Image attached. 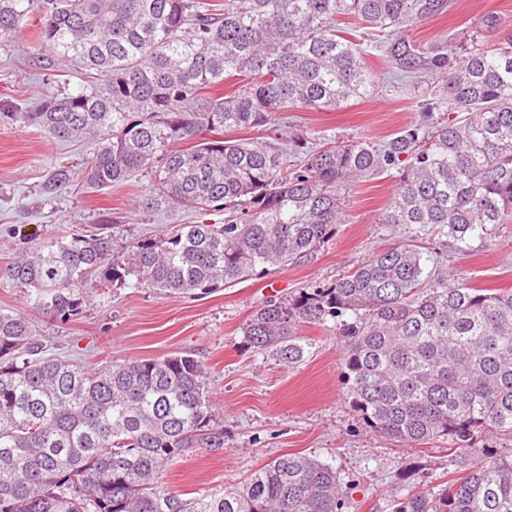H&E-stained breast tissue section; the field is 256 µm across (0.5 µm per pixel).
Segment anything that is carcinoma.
Instances as JSON below:
<instances>
[{"mask_svg":"<svg viewBox=\"0 0 512 512\" xmlns=\"http://www.w3.org/2000/svg\"><path fill=\"white\" fill-rule=\"evenodd\" d=\"M445 0H0V35L40 16L31 66L75 63L96 80L46 100L29 118L58 139L95 137L88 180L106 188L153 172L145 208L224 212L220 224H181L114 257L108 232L66 231L31 241L0 280L29 290L53 319L91 294L132 285L205 295L312 257L341 222L340 189L395 170L379 220L405 238L329 288L269 300L247 343L289 365L305 345L299 322L336 320L351 406L374 431L417 446L446 439L464 476L394 502L393 512H512V290L448 282L416 242L464 254L512 222V37L476 46L448 66L452 45L422 47L411 23ZM353 16L381 33L397 72L438 76L422 121L379 146L338 141L288 155L224 139L288 108L331 111L365 97L376 76L337 28ZM234 78L226 96L210 97ZM206 132L211 138L200 139ZM197 141L179 149L177 145ZM69 182L64 169L45 189ZM207 372L190 352L95 367L46 355L32 322L0 310V512H342L348 483L320 460L284 454L243 488L183 499L161 488L175 458L224 448L211 425Z\"/></svg>","mask_w":512,"mask_h":512,"instance_id":"carcinoma-1","label":"carcinoma"}]
</instances>
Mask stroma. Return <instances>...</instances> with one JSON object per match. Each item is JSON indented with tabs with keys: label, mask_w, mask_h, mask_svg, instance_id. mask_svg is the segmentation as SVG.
Listing matches in <instances>:
<instances>
[{
	"label": "stroma",
	"mask_w": 512,
	"mask_h": 512,
	"mask_svg": "<svg viewBox=\"0 0 512 512\" xmlns=\"http://www.w3.org/2000/svg\"><path fill=\"white\" fill-rule=\"evenodd\" d=\"M496 16L487 27L488 16ZM38 18L13 36H0V263L24 246V235L48 234L98 224L112 225L127 244L179 224H214L223 213L165 207L142 209L152 182L139 172L125 183L98 188L85 168L95 141H61L28 120L45 99L86 86L73 66L42 72L28 65L37 45ZM411 37L425 46L452 41L461 58L474 41L491 45L512 35V0H448L446 9L414 25ZM378 82L362 99L334 111L277 112L269 124L225 132L228 140L291 147L293 136L314 147L333 140L387 141L414 124L422 86L390 80L383 52L364 55ZM67 167V189L50 194L44 182ZM397 177L381 174L343 190V220L311 260L252 277L228 288L190 297L148 288L113 287L65 322L34 316L27 289L0 282V309L34 316L52 353L91 364L134 362L193 353L211 380L213 421L224 429V449L198 450L173 460L161 483L181 498L233 488L277 456L300 453L329 463L349 480L344 512H391L394 499L424 493L457 477L459 461L448 443L409 447L374 432L347 396L342 348L335 320L299 322L295 337L308 345L303 360L279 361L272 350L250 348L244 328L267 300L327 288L376 252L402 241L403 230L381 223ZM452 280L475 288L512 290V224L498 236L474 241L468 254L442 259Z\"/></svg>",
	"instance_id": "stroma-1"
}]
</instances>
